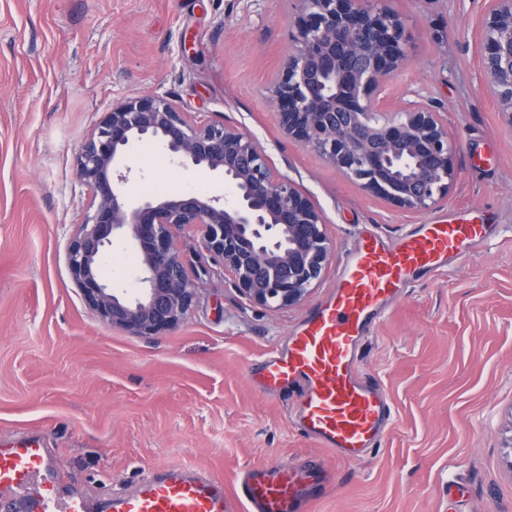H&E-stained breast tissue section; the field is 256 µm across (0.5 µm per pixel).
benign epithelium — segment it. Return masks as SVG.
Here are the masks:
<instances>
[{"mask_svg":"<svg viewBox=\"0 0 512 512\" xmlns=\"http://www.w3.org/2000/svg\"><path fill=\"white\" fill-rule=\"evenodd\" d=\"M292 41L271 87L282 133L315 151L368 194L409 211L448 195L455 137L435 106L381 94L403 68L402 18L386 0H299ZM478 64L499 112L512 125V0H488ZM153 142L176 165L224 178L230 199L187 192L132 201L124 185L133 147ZM77 176L96 204L68 248L72 277L105 323L158 336L188 315L198 289L172 229L200 228L201 250L219 259L236 288L278 310L300 302L325 269L330 242L321 212L271 167L265 150L238 127L188 118L168 100H121L82 144ZM129 238L142 258L140 288H114L99 262L112 240Z\"/></svg>","mask_w":512,"mask_h":512,"instance_id":"1","label":"benign epithelium"}]
</instances>
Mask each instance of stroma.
<instances>
[{"instance_id": "1", "label": "stroma", "mask_w": 512, "mask_h": 512, "mask_svg": "<svg viewBox=\"0 0 512 512\" xmlns=\"http://www.w3.org/2000/svg\"><path fill=\"white\" fill-rule=\"evenodd\" d=\"M406 66L388 96L434 102L455 136L456 178L426 211L363 192L283 136L269 87L291 47L298 0H0V442L41 435L60 484L90 497L182 464L232 481L266 463L316 459L330 474L308 512H512V127L478 69L485 0H390ZM164 97L194 120L238 126L322 213L330 262L298 304L250 302L194 227L173 241L198 289L187 318L135 336L89 308L67 262L94 212L78 150L113 102ZM134 200L198 191L222 177L136 147ZM450 218L492 225L442 270L418 276L381 314L361 368L389 394L393 418L364 463L299 434L283 396L250 369L284 344L336 285L348 253ZM135 290L134 245L101 260Z\"/></svg>"}]
</instances>
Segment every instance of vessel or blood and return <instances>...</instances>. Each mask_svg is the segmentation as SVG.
<instances>
[{
    "label": "vessel or blood",
    "instance_id": "obj_1",
    "mask_svg": "<svg viewBox=\"0 0 512 512\" xmlns=\"http://www.w3.org/2000/svg\"><path fill=\"white\" fill-rule=\"evenodd\" d=\"M487 235L483 224H421L396 244L364 237L345 260L333 292L287 342L255 367L265 391L292 396L289 418L337 457L367 461L393 416L386 391L360 368L377 317L420 271L436 272ZM323 469L281 463L240 472L233 488L191 467L159 470L130 490L96 501L58 489L41 437L0 448V512H304L324 493Z\"/></svg>",
    "mask_w": 512,
    "mask_h": 512
}]
</instances>
